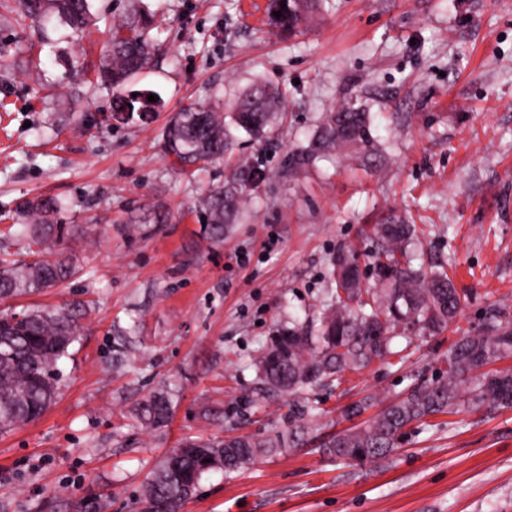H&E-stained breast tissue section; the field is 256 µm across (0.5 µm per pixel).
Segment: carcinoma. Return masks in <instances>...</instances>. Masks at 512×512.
Segmentation results:
<instances>
[{
    "label": "carcinoma",
    "instance_id": "1",
    "mask_svg": "<svg viewBox=\"0 0 512 512\" xmlns=\"http://www.w3.org/2000/svg\"><path fill=\"white\" fill-rule=\"evenodd\" d=\"M282 2L286 3L284 9ZM316 3L270 0V12L282 13L279 18L272 17L274 26L290 34L300 31ZM0 8L13 15L20 29H37L43 42L49 40L48 27L53 23L71 30L74 46L94 18L91 0H0ZM154 28V15L148 9H131L113 21L99 63L83 68L88 83L112 87L115 115L128 103L142 118L154 111L149 91L129 90L135 79L152 67L154 55L161 50L151 35ZM24 53L22 47L13 51L1 43L0 68H22ZM281 103L280 91L257 84L240 94L227 113L211 107L180 112L166 128L165 151L183 164L205 166L233 148L230 128L263 136ZM372 144L369 113L360 106L346 105L325 117L301 158L309 160L341 145ZM261 178L260 171L242 162L224 184L211 188L201 199L198 211L212 242L224 241V225L233 222L241 198ZM58 212V202L52 197L23 198L16 205L15 214L26 224L6 237V246L14 247L16 259L0 260V301L60 286L79 273L61 251L67 230L55 219ZM167 222L166 213L153 210L143 217L138 229L148 234ZM415 236L416 227L397 217L373 225L369 233L372 245L364 253L365 268L374 277L371 287L363 282L358 254L339 246L333 260L335 292L318 323L277 332L258 358L262 382L293 398L288 435L182 441L148 478L141 509L162 501L170 512H180L191 499L186 485L197 488L203 476L213 471L206 458L215 448L224 449V471L234 472L286 447L307 446L314 439L312 424L319 415L318 407L304 397L307 390L333 381L340 385L346 374L395 355L391 343L399 327L432 333L447 330L459 314L461 297L445 269L412 265L409 247ZM18 315L22 320L0 331V432L37 420L52 405L59 390L60 363L68 357L79 330L77 315L67 306L20 314L7 308L0 311V321ZM507 358H512V320L497 310L480 332L451 342L443 374L429 381L420 379L394 397L370 395L343 407L340 417L345 421L371 409L375 413L359 426L334 433L320 447L338 459L371 461L401 448L411 426L428 418L485 407H512V369L494 367ZM171 410L168 393H154L139 403L134 421L143 429L156 430L167 426Z\"/></svg>",
    "mask_w": 512,
    "mask_h": 512
}]
</instances>
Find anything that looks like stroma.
<instances>
[{
	"label": "stroma",
	"instance_id": "obj_1",
	"mask_svg": "<svg viewBox=\"0 0 512 512\" xmlns=\"http://www.w3.org/2000/svg\"><path fill=\"white\" fill-rule=\"evenodd\" d=\"M166 51L141 83L149 120L111 118L112 91L71 78L69 32L0 76V230L17 199L49 195L74 232L63 248L83 273L10 300L14 310L81 304L77 341L41 419L0 434V512H138L151 471L184 438L288 429L287 396L252 361L275 330L318 320L339 245L394 211L420 233L463 299L436 336L396 340L402 357L310 391L321 434L340 406L393 394L445 369L457 336L490 306L512 313V0H319L301 33L274 30L268 0H143ZM82 47L98 60L108 21L130 0H92ZM282 89L287 118L261 140L236 133L232 157L179 171L163 148L170 118L231 103L256 83ZM371 115L376 149L304 161L326 113ZM264 174L222 245L195 206L236 160ZM161 207L169 224L139 234ZM169 392L172 419L136 426L143 398ZM181 512H512V408L443 415L411 429L395 454L344 462L316 446L203 477Z\"/></svg>",
	"mask_w": 512,
	"mask_h": 512
}]
</instances>
